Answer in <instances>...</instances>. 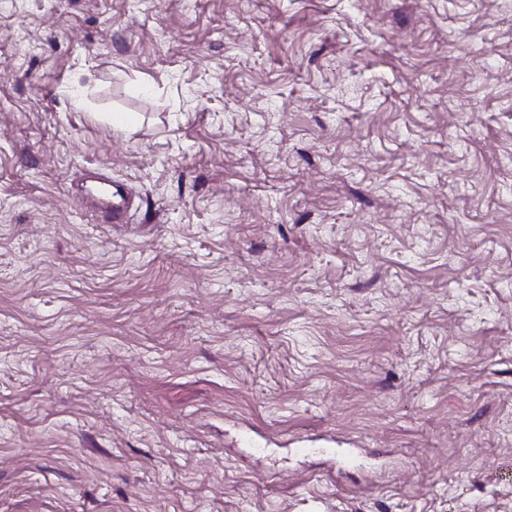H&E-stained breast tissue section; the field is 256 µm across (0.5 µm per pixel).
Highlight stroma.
<instances>
[{"mask_svg":"<svg viewBox=\"0 0 512 512\" xmlns=\"http://www.w3.org/2000/svg\"><path fill=\"white\" fill-rule=\"evenodd\" d=\"M0 512H512V0H0Z\"/></svg>","mask_w":512,"mask_h":512,"instance_id":"stroma-1","label":"stroma"}]
</instances>
